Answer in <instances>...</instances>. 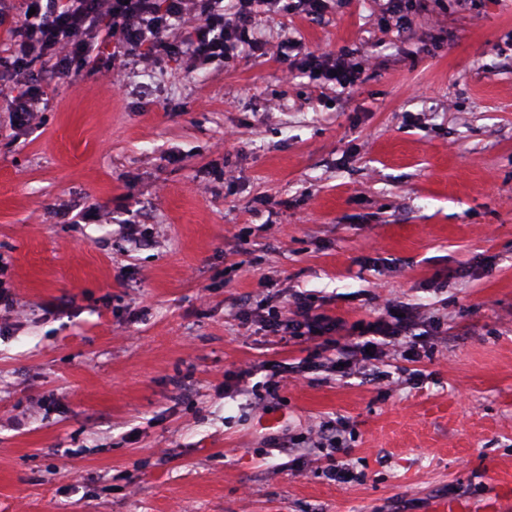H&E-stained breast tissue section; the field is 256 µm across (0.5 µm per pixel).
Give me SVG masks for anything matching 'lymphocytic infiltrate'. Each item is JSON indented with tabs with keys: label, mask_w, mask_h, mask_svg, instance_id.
<instances>
[{
	"label": "lymphocytic infiltrate",
	"mask_w": 512,
	"mask_h": 512,
	"mask_svg": "<svg viewBox=\"0 0 512 512\" xmlns=\"http://www.w3.org/2000/svg\"><path fill=\"white\" fill-rule=\"evenodd\" d=\"M281 0H26L27 10L11 17V51L0 55V93L11 105L14 120L32 123L42 97L31 71L39 63L52 74L64 73L63 62L84 56L92 46L106 49L114 67L126 71L142 63L177 55L190 61L227 59L251 45L250 32L263 13ZM289 316L268 311L264 330L280 338L321 339L335 362L351 365L377 360V337L405 339L401 352L411 362L412 377L423 374V339L413 317L387 303L374 323L373 335L342 344L335 333L339 318L318 311L307 298L295 296Z\"/></svg>",
	"instance_id": "f902f5d3"
}]
</instances>
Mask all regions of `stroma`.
Returning <instances> with one entry per match:
<instances>
[{
    "label": "stroma",
    "mask_w": 512,
    "mask_h": 512,
    "mask_svg": "<svg viewBox=\"0 0 512 512\" xmlns=\"http://www.w3.org/2000/svg\"><path fill=\"white\" fill-rule=\"evenodd\" d=\"M408 16L325 0L260 56L0 99V512H512V0ZM295 293L436 325L422 381L260 329ZM339 418L350 483L311 444ZM328 60L330 59L327 55L311 53L308 58V69L310 73L326 67V75L329 81H334L343 88L345 85H349L354 79L357 70L356 66L360 65V63L352 64L348 61V58H336L334 64H330V66L327 67L324 62ZM333 71L337 72V76H333Z\"/></svg>",
    "instance_id": "35a3bbf8"
}]
</instances>
